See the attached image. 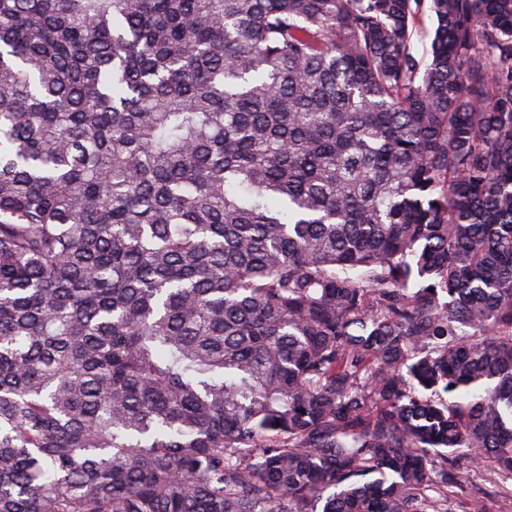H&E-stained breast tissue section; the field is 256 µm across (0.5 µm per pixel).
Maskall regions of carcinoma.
Returning a JSON list of instances; mask_svg holds the SVG:
<instances>
[{
  "instance_id": "obj_1",
  "label": "carcinoma",
  "mask_w": 512,
  "mask_h": 512,
  "mask_svg": "<svg viewBox=\"0 0 512 512\" xmlns=\"http://www.w3.org/2000/svg\"><path fill=\"white\" fill-rule=\"evenodd\" d=\"M471 469L512 494V0H0V512Z\"/></svg>"
}]
</instances>
